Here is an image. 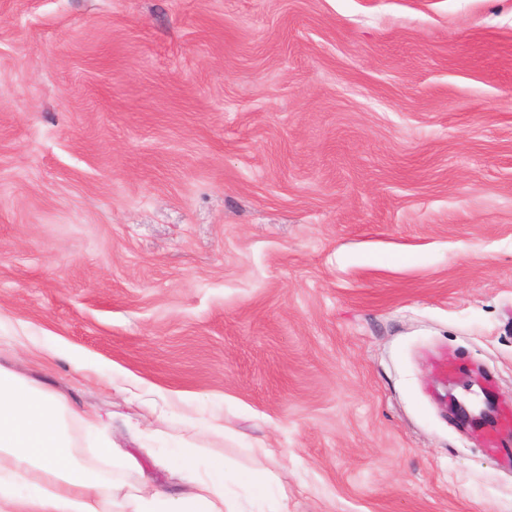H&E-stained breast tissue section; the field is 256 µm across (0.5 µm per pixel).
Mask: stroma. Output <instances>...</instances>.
<instances>
[{"instance_id":"1","label":"stroma","mask_w":512,"mask_h":512,"mask_svg":"<svg viewBox=\"0 0 512 512\" xmlns=\"http://www.w3.org/2000/svg\"><path fill=\"white\" fill-rule=\"evenodd\" d=\"M0 367L243 512H512V0H0Z\"/></svg>"}]
</instances>
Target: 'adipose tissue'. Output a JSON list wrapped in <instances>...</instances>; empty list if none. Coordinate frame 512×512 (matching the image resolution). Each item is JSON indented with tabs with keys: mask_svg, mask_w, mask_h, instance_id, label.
Wrapping results in <instances>:
<instances>
[{
	"mask_svg": "<svg viewBox=\"0 0 512 512\" xmlns=\"http://www.w3.org/2000/svg\"><path fill=\"white\" fill-rule=\"evenodd\" d=\"M157 462L169 487L108 482L75 458L59 397L0 369V512H242L223 464L202 470L190 454Z\"/></svg>",
	"mask_w": 512,
	"mask_h": 512,
	"instance_id": "adipose-tissue-1",
	"label": "adipose tissue"
}]
</instances>
